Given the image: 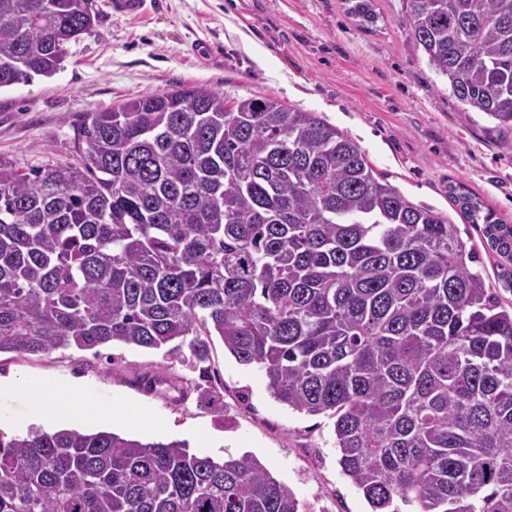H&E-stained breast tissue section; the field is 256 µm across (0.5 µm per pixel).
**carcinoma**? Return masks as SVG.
I'll use <instances>...</instances> for the list:
<instances>
[{"label": "carcinoma", "mask_w": 512, "mask_h": 512, "mask_svg": "<svg viewBox=\"0 0 512 512\" xmlns=\"http://www.w3.org/2000/svg\"><path fill=\"white\" fill-rule=\"evenodd\" d=\"M452 96L512 127V0H402ZM373 22V0L349 8ZM93 0H0V89L61 68ZM83 167L0 158V353L114 341L203 366L211 336L325 414L372 512H512V307L475 244L315 112L202 87L86 112ZM512 261V225L452 194ZM0 512H299L252 454L0 431Z\"/></svg>", "instance_id": "cac0c4a2"}]
</instances>
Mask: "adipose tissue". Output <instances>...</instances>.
Wrapping results in <instances>:
<instances>
[{"instance_id":"adipose-tissue-1","label":"adipose tissue","mask_w":512,"mask_h":512,"mask_svg":"<svg viewBox=\"0 0 512 512\" xmlns=\"http://www.w3.org/2000/svg\"><path fill=\"white\" fill-rule=\"evenodd\" d=\"M59 427L93 426L106 418L133 424H148L140 415L122 403L100 406L77 388L44 379L19 376L0 380V426L18 421L20 416Z\"/></svg>"}]
</instances>
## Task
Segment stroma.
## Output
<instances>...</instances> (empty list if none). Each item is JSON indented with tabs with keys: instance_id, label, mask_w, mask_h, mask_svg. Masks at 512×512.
<instances>
[{
	"instance_id": "35a3bbf8",
	"label": "stroma",
	"mask_w": 512,
	"mask_h": 512,
	"mask_svg": "<svg viewBox=\"0 0 512 512\" xmlns=\"http://www.w3.org/2000/svg\"><path fill=\"white\" fill-rule=\"evenodd\" d=\"M149 14L116 13L94 0L92 34L66 46L49 77L0 90V157L16 167L78 166L83 113L186 86L226 101L268 97L314 112L364 151L378 177L433 207L474 242L449 190L460 184L512 225V128L465 112L448 82L400 24L402 0H374L377 21L358 26L347 0H151ZM216 400L197 388L190 363L113 342L100 351L0 353V378L71 384L107 406L124 400L161 421L152 430L103 428L143 442L188 441L215 459L254 454L295 493L300 512H369L338 465L333 421L282 405L263 373L239 364L220 337L208 361Z\"/></svg>"
}]
</instances>
